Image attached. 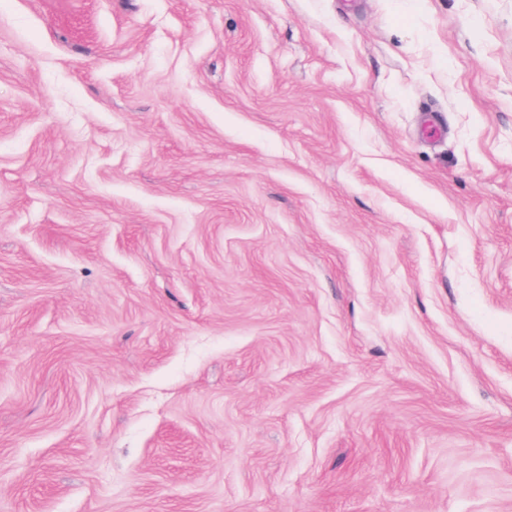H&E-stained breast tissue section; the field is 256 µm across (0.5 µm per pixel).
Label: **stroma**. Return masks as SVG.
I'll return each instance as SVG.
<instances>
[{"instance_id":"35a3bbf8","label":"stroma","mask_w":512,"mask_h":512,"mask_svg":"<svg viewBox=\"0 0 512 512\" xmlns=\"http://www.w3.org/2000/svg\"><path fill=\"white\" fill-rule=\"evenodd\" d=\"M0 0V512H512V0Z\"/></svg>"}]
</instances>
